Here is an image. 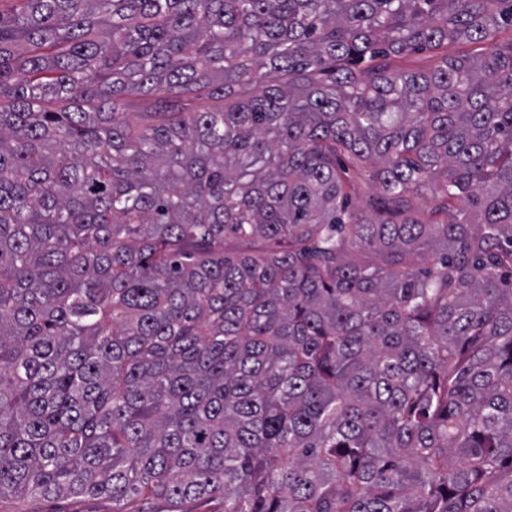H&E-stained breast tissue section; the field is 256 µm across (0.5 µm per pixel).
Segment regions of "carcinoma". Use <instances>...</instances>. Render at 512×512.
Returning a JSON list of instances; mask_svg holds the SVG:
<instances>
[{
	"label": "carcinoma",
	"instance_id": "carcinoma-1",
	"mask_svg": "<svg viewBox=\"0 0 512 512\" xmlns=\"http://www.w3.org/2000/svg\"><path fill=\"white\" fill-rule=\"evenodd\" d=\"M4 495L512 512V0L0 11Z\"/></svg>",
	"mask_w": 512,
	"mask_h": 512
}]
</instances>
